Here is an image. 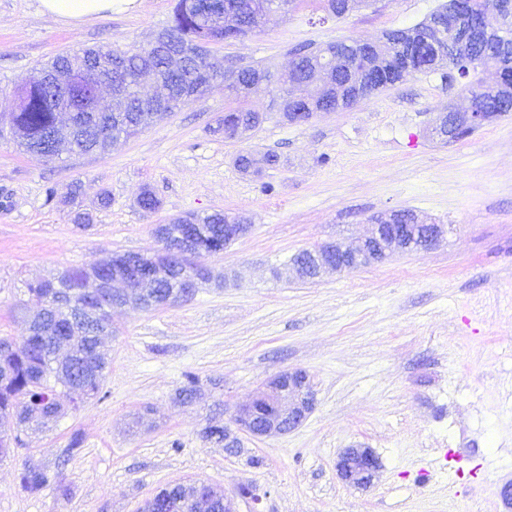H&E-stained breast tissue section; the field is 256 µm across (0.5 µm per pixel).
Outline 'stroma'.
<instances>
[{
    "mask_svg": "<svg viewBox=\"0 0 512 512\" xmlns=\"http://www.w3.org/2000/svg\"><path fill=\"white\" fill-rule=\"evenodd\" d=\"M441 2L373 0L334 18L320 0H300L210 50L228 65L282 72L297 45L373 41ZM174 5L136 0L76 26L42 14L40 0H0V337L27 336L41 307L28 283L153 253L156 225L171 218L221 211L250 226L199 256L214 281L192 299L113 311L100 394L21 432V446L0 457V512H139L159 488L189 481L225 492L233 512H512L502 496L512 483V112L445 141L435 121L469 106L468 81L437 70L300 124L271 110L270 95L252 98L260 125L228 140L234 101L217 82L103 153L50 161L18 148L6 125L36 65L145 45ZM246 153L257 161L247 172L236 164ZM146 189L157 211L136 207ZM404 211L443 225L441 242L315 280L273 275L300 251L351 243L373 218ZM79 213L90 226L75 224ZM286 370L305 371L314 392L301 426L238 432L236 454L202 438ZM188 372L200 379L193 405L176 399ZM76 430L83 444L70 454ZM358 445L381 464L364 489L336 475L339 454ZM29 465L59 469L71 497L25 491Z\"/></svg>",
    "mask_w": 512,
    "mask_h": 512,
    "instance_id": "stroma-1",
    "label": "stroma"
}]
</instances>
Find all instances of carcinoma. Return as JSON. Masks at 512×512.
<instances>
[{
	"label": "carcinoma",
	"instance_id": "cac0c4a2",
	"mask_svg": "<svg viewBox=\"0 0 512 512\" xmlns=\"http://www.w3.org/2000/svg\"><path fill=\"white\" fill-rule=\"evenodd\" d=\"M278 3L281 12L288 13L295 0H224L228 10L236 17L249 18L264 13L271 4ZM435 24L441 28L448 25V4L444 3L424 21L402 29H391L383 33L376 42L374 71L377 82L374 92L401 82L402 74L394 70V62L411 46L416 45L418 62L416 71H444L452 81L455 76L466 77L470 70L462 57L452 59L441 42L416 41L419 29ZM171 33L183 48L189 49L201 42L221 36L226 41L239 39V30L229 25L225 15L211 16L201 13L198 0H177L173 15L160 34ZM512 45V19L502 22L494 32L484 36L475 53L490 58L500 56L502 50ZM308 56L302 58L291 72L279 79L281 88L288 89L300 98L297 109L313 115L315 112H334L349 109L345 101L351 93L349 76L345 72L331 75L315 92L306 91L303 79L306 73L323 62L325 47H304ZM120 54L118 49L87 48L80 56L58 54L48 63L32 69L19 86V97L23 98L21 109L10 114L11 133L26 151L40 154L46 134L60 123L63 104L52 100L38 74L46 68L72 64L77 58H94L102 65L103 74L112 76V65ZM124 90L133 95L141 82L151 78L156 82L170 79L163 60L140 64V57L131 55L125 59ZM208 71L217 79L224 78L222 66L211 60L193 62L191 69L179 76L173 99L187 102L190 97L188 81L192 72ZM238 82L229 88V93L238 106L228 110L227 119L251 130L260 124L259 114L246 107L252 96L269 88L256 80L259 74L269 71L252 65L237 68ZM470 103L479 112L490 117L512 111V86H488L474 93L469 86ZM110 105L101 104L99 112H77L74 138L69 142L70 150L85 154L93 149L90 129H110L111 136L128 137L159 119L152 110H143L133 124L118 121L109 112ZM244 220L226 213L214 212L204 217L188 214L168 222L167 233L172 242L192 240L206 253L216 254L224 250V225L242 224ZM117 263L107 260L88 267H76L65 271L54 279L38 281L30 285L29 291L42 299L44 312L30 322L28 335L21 345L7 338H0V455L7 453L9 444L18 441L10 431L21 425L35 423L45 425L56 420L67 407L75 406L71 392L77 391L87 398L97 396L102 387L105 370L109 364L108 353L102 349L101 336L112 332L111 313L97 307L88 299L86 287L91 276L107 282L112 280V269ZM159 275L149 283L136 284L137 293L148 298L151 294L181 291L193 285L202 273L187 266H158ZM185 381L177 393L182 404L191 405L198 395V377L194 373L184 375ZM22 487L35 494L51 487L62 498L70 496V486L62 474L43 468L27 467L20 474ZM160 510L196 512L195 483L177 482L166 492V498L156 503Z\"/></svg>",
	"mask_w": 512,
	"mask_h": 512
}]
</instances>
